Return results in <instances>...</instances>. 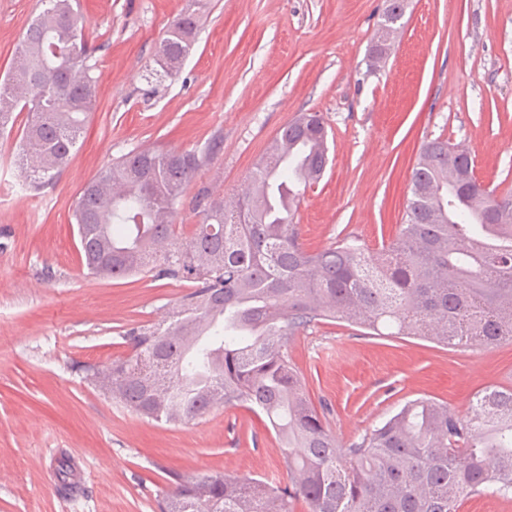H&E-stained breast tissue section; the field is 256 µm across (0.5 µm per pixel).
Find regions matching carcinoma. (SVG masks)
Instances as JSON below:
<instances>
[{"label": "carcinoma", "mask_w": 512, "mask_h": 512, "mask_svg": "<svg viewBox=\"0 0 512 512\" xmlns=\"http://www.w3.org/2000/svg\"><path fill=\"white\" fill-rule=\"evenodd\" d=\"M174 19L159 47L174 67L191 53L203 0ZM0 79V134L28 112L23 156L33 186L71 161L96 105L75 0H45ZM132 151L80 195L73 218L88 274L151 273L190 281L169 322L125 333L134 357L87 368L106 394L168 424L244 404L275 432L290 484L216 473L177 477L157 512H458L470 496H512V389L488 386L459 418L432 398L406 402L342 448L325 428L288 355L294 337L320 320L443 346H492L512 334V196L474 174L471 156L440 137L425 142L411 174L397 235L377 251L344 238L308 251L294 221L300 186L329 163V133L310 112L283 127L230 200L199 189L202 221L178 242L173 219L187 187L220 152ZM59 462L63 491L75 485Z\"/></svg>", "instance_id": "cac0c4a2"}]
</instances>
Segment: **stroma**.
<instances>
[{
  "mask_svg": "<svg viewBox=\"0 0 512 512\" xmlns=\"http://www.w3.org/2000/svg\"><path fill=\"white\" fill-rule=\"evenodd\" d=\"M186 5L80 0L96 107L70 164L41 190L28 185L18 133L0 137V512H152L177 474L290 480L268 421L248 406L166 424L87 380L85 366L127 357L125 331L169 319L191 288L83 267L73 211L113 160L223 138L175 217L187 238L201 219L198 187L234 197L283 125L320 113L330 162L295 214L311 251L347 236L372 249L393 239L420 149L439 136L469 152L479 181L512 192V0H409L378 64L370 49L386 0H208L192 54L170 73L159 44ZM41 9L0 0V76ZM290 355L344 447L406 401L431 397L465 418L481 389L512 388V342L444 347L336 320L300 332ZM64 455L78 472L67 495Z\"/></svg>",
  "mask_w": 512,
  "mask_h": 512,
  "instance_id": "1",
  "label": "stroma"
}]
</instances>
